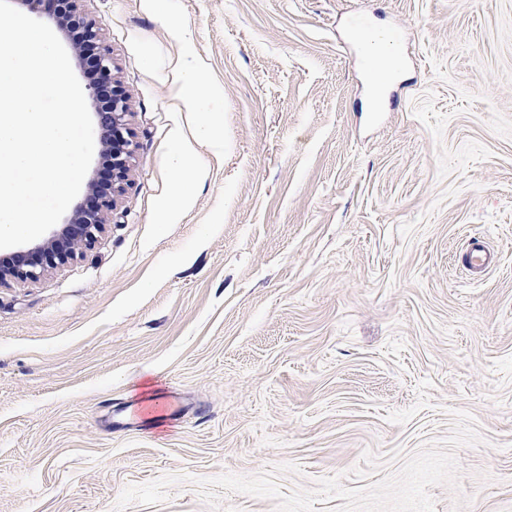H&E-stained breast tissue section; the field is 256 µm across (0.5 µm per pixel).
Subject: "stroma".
<instances>
[{
    "label": "stroma",
    "instance_id": "1",
    "mask_svg": "<svg viewBox=\"0 0 512 512\" xmlns=\"http://www.w3.org/2000/svg\"><path fill=\"white\" fill-rule=\"evenodd\" d=\"M129 95L120 221L35 281L0 287V512H276L199 480L313 490L372 452L374 483L443 441L480 444L434 512H512V0H81ZM393 35L387 87L350 27ZM184 38H177L176 29ZM190 43L220 88L224 149L196 144L192 208L161 220L162 74ZM499 262L464 267L471 236ZM181 396L177 425L113 427Z\"/></svg>",
    "mask_w": 512,
    "mask_h": 512
}]
</instances>
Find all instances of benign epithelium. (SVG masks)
Instances as JSON below:
<instances>
[{
    "label": "benign epithelium",
    "mask_w": 512,
    "mask_h": 512,
    "mask_svg": "<svg viewBox=\"0 0 512 512\" xmlns=\"http://www.w3.org/2000/svg\"><path fill=\"white\" fill-rule=\"evenodd\" d=\"M30 2L33 11H48L57 29L81 31L83 42L94 47L93 64L101 81L114 88L106 110L96 113L100 151L109 155L110 174L104 185L97 181L87 184L84 201L73 208L67 223L28 251L15 254L10 263L0 265V287L11 281L34 280L46 269L67 263L78 252L93 247L105 225L118 223L117 203L131 187L129 173L135 156L128 127L129 97L112 74L111 51L102 39L100 24L80 13L79 0H62L66 8L60 12L49 10L48 0Z\"/></svg>",
    "instance_id": "1"
}]
</instances>
